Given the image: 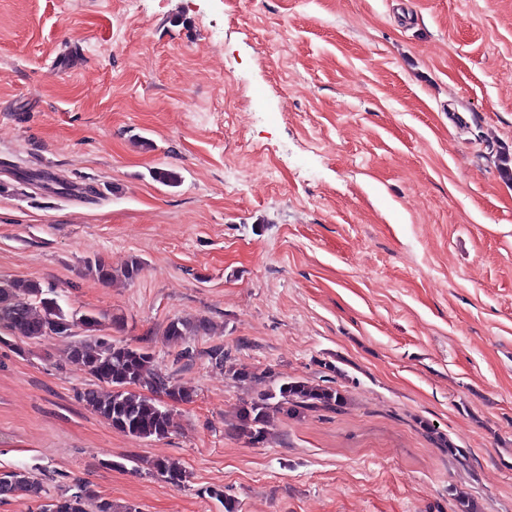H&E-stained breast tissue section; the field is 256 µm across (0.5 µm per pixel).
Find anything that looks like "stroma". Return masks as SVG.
<instances>
[{
	"mask_svg": "<svg viewBox=\"0 0 512 512\" xmlns=\"http://www.w3.org/2000/svg\"><path fill=\"white\" fill-rule=\"evenodd\" d=\"M506 150L512 0H0V278L123 317L102 335L195 392L137 439L81 401L69 339L0 331V468L139 512H224L208 487L239 512H454L455 490L512 512ZM97 257L142 270L105 285ZM176 317L210 323L193 360ZM213 345L349 402L249 445L231 423L261 386ZM148 474L178 487L185 481V470L178 464L166 459H157L149 464Z\"/></svg>",
	"mask_w": 512,
	"mask_h": 512,
	"instance_id": "stroma-1",
	"label": "stroma"
}]
</instances>
